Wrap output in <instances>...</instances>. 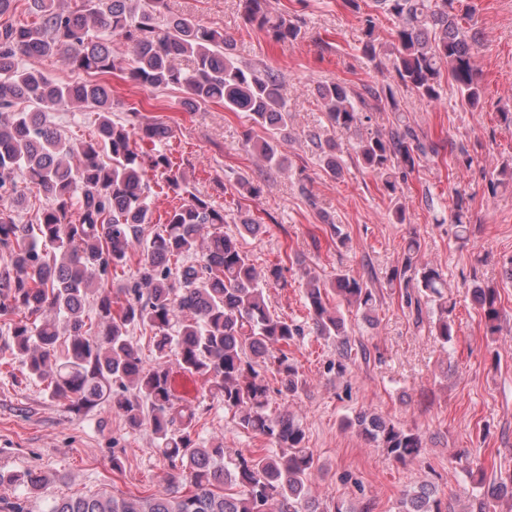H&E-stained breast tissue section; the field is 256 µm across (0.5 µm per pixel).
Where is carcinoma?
Here are the masks:
<instances>
[{"mask_svg":"<svg viewBox=\"0 0 512 512\" xmlns=\"http://www.w3.org/2000/svg\"><path fill=\"white\" fill-rule=\"evenodd\" d=\"M37 16L31 25L0 23V198L15 206L26 202L16 177L29 191L49 200L36 213V223H15L12 211L0 210V318L8 322L0 338L11 360L28 379L51 397L66 399L76 410L105 405L129 428L150 429L157 451L189 487L153 498L93 494L52 499L47 512H328L308 494L306 482L314 465L306 433L288 412L272 416V395L289 397L303 385L286 348L303 335L300 325L281 316L265 285L281 277L275 266L262 273L225 233L201 242L205 224H223L224 213L210 200L194 195L167 213L162 229L153 224L152 170L175 194L185 191L180 168L163 151L146 153L135 138L162 142L171 130L163 122H142L140 109L130 118L112 119L108 78L116 72L150 89L178 88L183 105L194 112L220 102L232 112H245L257 135L248 130L242 145L271 168L286 167L281 140L292 120L281 94L279 72L241 64L233 43L223 33L190 17L166 14L167 0H78L63 8L56 0H27ZM250 25L275 43H294L302 26L292 13H271L269 0H243ZM362 0H344L360 16L361 51L376 66L394 73V83L365 85L350 93L342 82L317 86L328 125L350 131L362 124L361 105L377 99L395 113L387 134L361 138L354 150L360 165L380 174L384 189L397 194L400 185L440 145L421 135L402 114V93L429 102L440 98L442 68L472 108L481 105L483 89L473 63L479 32L473 6L465 0H372L395 22L393 48L381 58L378 15L364 12ZM122 40L125 49L111 47ZM56 55L63 67L91 76L83 82H60L23 64V60ZM183 58L193 67H181ZM30 109L15 111L18 102ZM71 107L98 113L95 139L69 143L49 121L48 113ZM325 172L337 178L342 165L336 142H318ZM77 163H71V159ZM78 206L77 219L70 211ZM468 205L458 193L453 223L467 237ZM420 242L406 243L401 265L391 280L406 288L408 308L422 312V300L436 304L438 318L431 333L448 344L455 332L445 298L447 280L429 264L417 265ZM139 254L136 278L124 289V301L112 309V273ZM198 255L191 262L189 258ZM309 314L317 336L336 346L330 369L342 375L365 356L362 344L349 335L341 311L328 307V289L347 307L370 319L377 293L369 282L338 273L327 283L311 270L302 273ZM95 298L97 325L86 321L85 308ZM472 297L486 331L499 332L501 298L496 288L476 284ZM148 330L154 362L147 364L131 331ZM213 387L243 430L265 438L275 452L224 454L223 443L198 446L193 428L198 408L183 405L172 394L169 364ZM372 446L396 460L417 455L421 434L366 411L346 420ZM29 498L46 496L49 478L38 472L8 477ZM512 494V474L500 477L478 498L476 512H494V501ZM401 512H445L436 491L422 486L402 500Z\"/></svg>","mask_w":512,"mask_h":512,"instance_id":"obj_1","label":"carcinoma"}]
</instances>
